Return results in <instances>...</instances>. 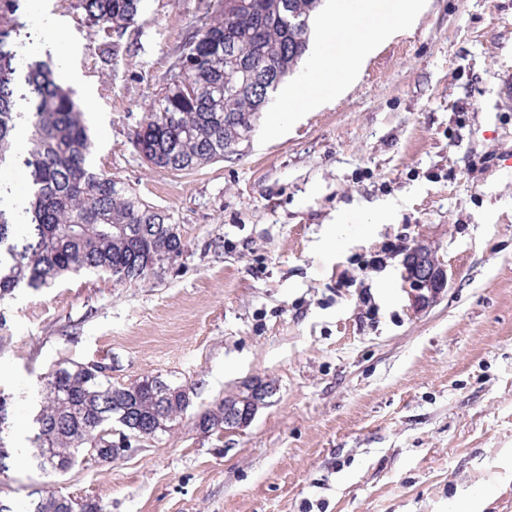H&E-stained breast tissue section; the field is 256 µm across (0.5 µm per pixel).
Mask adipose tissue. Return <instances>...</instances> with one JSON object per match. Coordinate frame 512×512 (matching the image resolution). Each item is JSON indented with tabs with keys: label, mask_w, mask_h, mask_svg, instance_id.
<instances>
[{
	"label": "adipose tissue",
	"mask_w": 512,
	"mask_h": 512,
	"mask_svg": "<svg viewBox=\"0 0 512 512\" xmlns=\"http://www.w3.org/2000/svg\"><path fill=\"white\" fill-rule=\"evenodd\" d=\"M312 25L318 34L311 44L310 63L306 72L290 83L287 90L279 95L275 111L288 114L296 100L313 85L329 86L344 81L351 70L359 63L364 52L373 41V34L354 36L350 24V11L338 0H324L322 10ZM345 42V50L340 55L330 54L325 43L333 38Z\"/></svg>",
	"instance_id": "adipose-tissue-1"
}]
</instances>
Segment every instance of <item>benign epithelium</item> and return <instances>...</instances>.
Instances as JSON below:
<instances>
[{
  "label": "benign epithelium",
  "instance_id": "obj_1",
  "mask_svg": "<svg viewBox=\"0 0 512 512\" xmlns=\"http://www.w3.org/2000/svg\"><path fill=\"white\" fill-rule=\"evenodd\" d=\"M411 252L413 261L405 265L404 286L415 308L423 310L445 290L447 268L437 251L422 241L415 242ZM275 393L276 386L270 379L246 381L234 398L224 400V431L238 432L248 427Z\"/></svg>",
  "mask_w": 512,
  "mask_h": 512
}]
</instances>
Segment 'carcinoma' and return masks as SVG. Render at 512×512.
<instances>
[{
    "instance_id": "1",
    "label": "carcinoma",
    "mask_w": 512,
    "mask_h": 512,
    "mask_svg": "<svg viewBox=\"0 0 512 512\" xmlns=\"http://www.w3.org/2000/svg\"><path fill=\"white\" fill-rule=\"evenodd\" d=\"M143 0H79L86 19L122 35ZM322 0H218L202 31L179 47L158 99L136 133L152 166L191 172L238 151L270 96L309 52L311 19ZM20 0H0V167L18 154L28 169L25 206L0 195V298L90 271L121 282L178 257L184 243L171 214L89 164L91 138L75 93L51 66L27 56L15 18ZM24 79L28 126L18 123ZM160 400L146 377L127 386L97 364L64 361L45 378L30 437L32 457L50 476L67 473L112 433L156 440L192 405L191 388L167 381ZM206 432H224V403L198 415ZM69 497L48 491L34 512H72Z\"/></svg>"
}]
</instances>
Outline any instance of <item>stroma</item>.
<instances>
[{"label":"stroma","mask_w":512,"mask_h":512,"mask_svg":"<svg viewBox=\"0 0 512 512\" xmlns=\"http://www.w3.org/2000/svg\"><path fill=\"white\" fill-rule=\"evenodd\" d=\"M400 3L347 0L356 30L386 36L345 88L286 120L262 112L237 154L188 174L133 140L217 0H144L120 36L78 0L21 7L71 77L91 166L170 213L185 249L132 284L83 272L0 299V436L26 446L64 361L193 394L112 462L53 477L15 454L0 498L16 512L48 489L107 512H512V0H415L399 26ZM417 239L450 274L421 312L402 281ZM390 241L400 252L361 272ZM255 376L277 392L246 429L197 428Z\"/></svg>","instance_id":"stroma-1"}]
</instances>
